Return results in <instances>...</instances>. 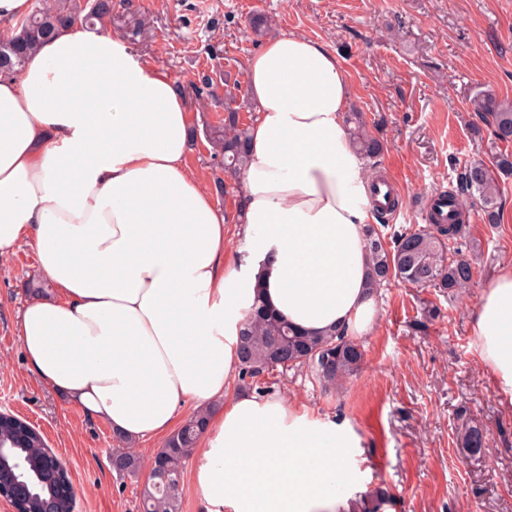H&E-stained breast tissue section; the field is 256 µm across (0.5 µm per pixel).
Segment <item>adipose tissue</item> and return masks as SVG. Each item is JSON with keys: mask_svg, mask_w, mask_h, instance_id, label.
Masks as SVG:
<instances>
[{"mask_svg": "<svg viewBox=\"0 0 512 512\" xmlns=\"http://www.w3.org/2000/svg\"><path fill=\"white\" fill-rule=\"evenodd\" d=\"M246 267L224 258L223 213L187 164L178 83L112 33L74 24L21 76L0 74V257L31 244L53 296L18 322L28 371L117 437L175 433L212 406L194 468L198 512H352L354 434L303 405L233 390L255 290L311 334L372 330L364 229L370 176L343 127L349 82L300 34L246 61ZM470 347L512 405V265L482 291Z\"/></svg>", "mask_w": 512, "mask_h": 512, "instance_id": "ef3b65f1", "label": "adipose tissue"}]
</instances>
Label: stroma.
<instances>
[{
	"label": "stroma",
	"mask_w": 512,
	"mask_h": 512,
	"mask_svg": "<svg viewBox=\"0 0 512 512\" xmlns=\"http://www.w3.org/2000/svg\"><path fill=\"white\" fill-rule=\"evenodd\" d=\"M104 28L182 86L192 116L188 165L224 213V251L245 259L238 234L242 180L225 176L208 140L224 119L228 86L261 44L247 28L262 13L272 34L307 36L335 54L349 80V108L363 113L383 144L370 175L398 184L399 209L385 236L423 228L427 195L456 187L461 165L512 154L494 140L470 100L484 91L512 101V0H114ZM216 84L199 95L203 77ZM499 224L470 207L458 248L477 274L461 293L393 282L377 295L378 319L363 336L364 362L341 387L326 390L308 370L263 375L265 395L279 394L322 419L349 426L357 447L346 454L359 494L386 488L395 512H512V408L500 404L490 374L471 348L481 292L512 260V177L501 183ZM33 247L0 258V412L31 423L67 464L74 512H139L148 469L130 475L110 461L120 441L104 423L57 396L27 371L18 318L38 278ZM478 426L485 452L469 455L459 438Z\"/></svg>",
	"instance_id": "stroma-1"
}]
</instances>
